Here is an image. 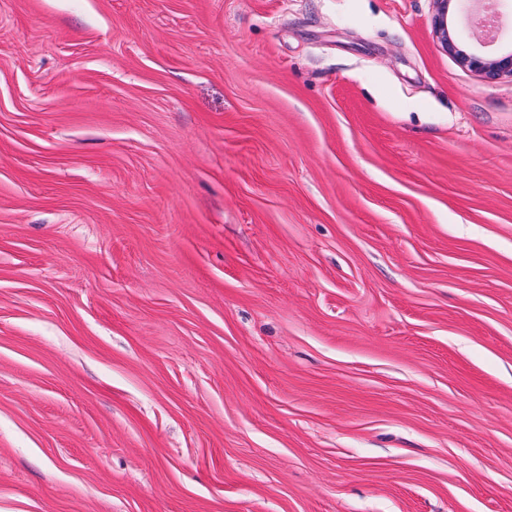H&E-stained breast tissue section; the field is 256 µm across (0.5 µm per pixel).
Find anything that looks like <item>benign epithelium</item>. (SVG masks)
<instances>
[{"mask_svg":"<svg viewBox=\"0 0 512 512\" xmlns=\"http://www.w3.org/2000/svg\"><path fill=\"white\" fill-rule=\"evenodd\" d=\"M484 2L487 3L485 15L477 18L467 15L470 26L474 28L477 46L461 43L454 32L455 13L466 15L463 0H434V34L441 48L452 55L462 68L476 72L487 80L512 77V48L492 54L483 51L486 45L495 42L500 31L499 13L495 9L500 0Z\"/></svg>","mask_w":512,"mask_h":512,"instance_id":"obj_1","label":"benign epithelium"}]
</instances>
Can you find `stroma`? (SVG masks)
Here are the masks:
<instances>
[{
    "instance_id": "35a3bbf8",
    "label": "stroma",
    "mask_w": 512,
    "mask_h": 512,
    "mask_svg": "<svg viewBox=\"0 0 512 512\" xmlns=\"http://www.w3.org/2000/svg\"><path fill=\"white\" fill-rule=\"evenodd\" d=\"M433 0H0V512H512V78ZM465 1L462 0H434L435 14L433 16V31L441 48L452 55L457 63L464 69L478 73L487 80H496L504 76L512 77V47L509 50L492 54L485 53V45L495 42L500 31L499 13L495 5L500 0H481L488 5L486 14L477 18L467 15V20L475 33H473L477 46L471 47L461 43L455 29V13L466 15Z\"/></svg>"
}]
</instances>
